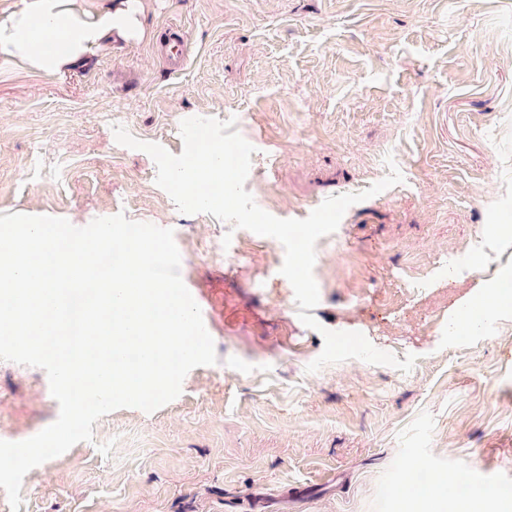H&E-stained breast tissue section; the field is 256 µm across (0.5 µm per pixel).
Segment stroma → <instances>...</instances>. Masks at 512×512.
Listing matches in <instances>:
<instances>
[{
	"label": "stroma",
	"instance_id": "1",
	"mask_svg": "<svg viewBox=\"0 0 512 512\" xmlns=\"http://www.w3.org/2000/svg\"><path fill=\"white\" fill-rule=\"evenodd\" d=\"M153 38L56 76L0 68V214L172 229L216 364L147 413L33 468L0 512H400L418 470L512 486V311L458 339L455 274L489 224L512 225V0H152ZM185 32L180 70L158 50ZM235 119L246 191L281 219L384 178L316 243L306 327L276 239L181 213L144 151L181 122ZM358 331L410 372L352 359L307 372L322 329ZM60 408L39 367L0 361V440Z\"/></svg>",
	"mask_w": 512,
	"mask_h": 512
}]
</instances>
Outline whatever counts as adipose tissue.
<instances>
[{"label":"adipose tissue","instance_id":"adipose-tissue-1","mask_svg":"<svg viewBox=\"0 0 512 512\" xmlns=\"http://www.w3.org/2000/svg\"><path fill=\"white\" fill-rule=\"evenodd\" d=\"M147 0H110L92 10L84 0H20L0 15V54L6 63L47 75H59L89 56L121 42L146 37L143 17ZM478 261L498 260L493 274L478 279L473 292L462 297L448 315V334L471 333L465 314L480 310L484 322L512 310V300L500 295L501 284L512 280V227H488L472 246Z\"/></svg>","mask_w":512,"mask_h":512}]
</instances>
